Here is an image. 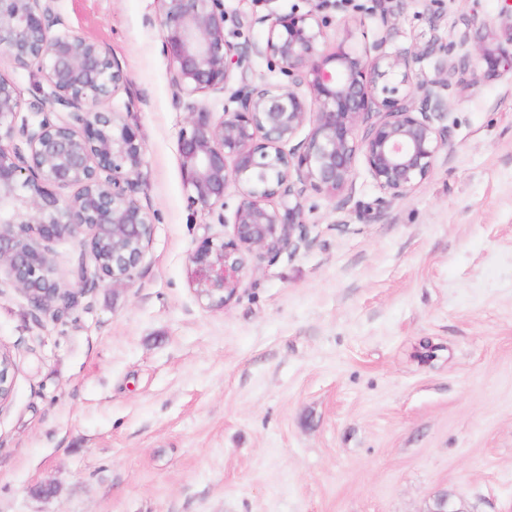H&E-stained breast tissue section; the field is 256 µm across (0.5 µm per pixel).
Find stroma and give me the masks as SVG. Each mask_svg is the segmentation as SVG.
<instances>
[{
  "label": "stroma",
  "mask_w": 512,
  "mask_h": 512,
  "mask_svg": "<svg viewBox=\"0 0 512 512\" xmlns=\"http://www.w3.org/2000/svg\"><path fill=\"white\" fill-rule=\"evenodd\" d=\"M321 5L323 48L472 45L432 173L399 201L357 163L346 199L308 191V241L264 259L226 307L190 252L240 202L190 205L156 0H52L124 76L103 103L138 127L152 240L133 281L61 319L0 275V512H512V44L505 0H224V34ZM392 25L381 31L382 7Z\"/></svg>",
  "instance_id": "35a3bbf8"
}]
</instances>
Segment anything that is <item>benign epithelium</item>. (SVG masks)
<instances>
[{
  "label": "benign epithelium",
  "instance_id": "obj_1",
  "mask_svg": "<svg viewBox=\"0 0 512 512\" xmlns=\"http://www.w3.org/2000/svg\"><path fill=\"white\" fill-rule=\"evenodd\" d=\"M157 2L163 47L175 64L174 102L187 110L179 155L188 200L222 207L231 182L241 197L229 239L207 238L189 254L198 299L227 305L258 261L297 249L307 238L306 191L348 194L357 159L382 203L406 198L431 174L447 143V129L434 124L448 112L443 91L455 73L447 43L386 52L382 37L362 53L340 46L325 54L326 21L314 8L258 17L262 39L241 46L224 36V0ZM57 23L43 0H0V50L47 84L29 103L31 121L21 115L14 82L0 75V271L55 319L102 282L132 281L154 224L138 200L146 186L138 127L99 109L120 89L121 67L83 36L50 34ZM252 55L288 83L247 82L241 67ZM429 56L439 59L437 75L414 78L415 64ZM237 78L241 85L229 91ZM226 92L219 120L196 101ZM307 122L306 140L287 148ZM69 186L77 187L72 196L55 192ZM64 238L84 246L73 284L55 276L48 247Z\"/></svg>",
  "mask_w": 512,
  "mask_h": 512
}]
</instances>
